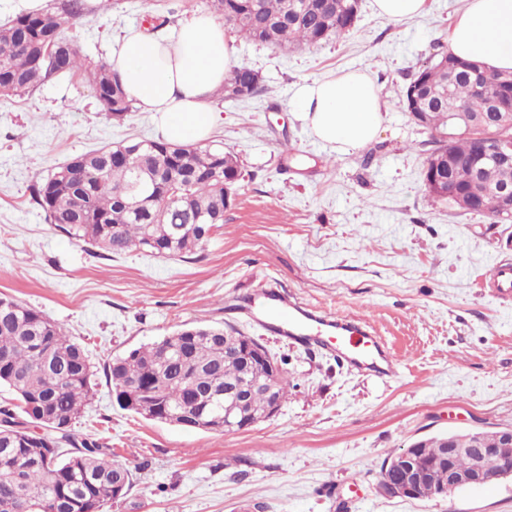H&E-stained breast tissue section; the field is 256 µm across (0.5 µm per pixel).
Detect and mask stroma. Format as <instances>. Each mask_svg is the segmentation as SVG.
<instances>
[{
  "label": "stroma",
  "instance_id": "35a3bbf8",
  "mask_svg": "<svg viewBox=\"0 0 512 512\" xmlns=\"http://www.w3.org/2000/svg\"><path fill=\"white\" fill-rule=\"evenodd\" d=\"M363 0L344 35L282 52L234 38L240 63L262 76L245 102L215 99L210 146L236 154L242 180L224 221L193 259L111 255L70 239L32 200L34 177L105 145L158 140L150 113L102 111L83 77L0 97V293L45 314L80 343L96 392L73 425L98 433L134 475L108 512H512V477L447 497L389 498L385 458L414 440L512 427V296L489 288L512 264V224H491L428 198L429 130L400 105L408 76L445 51L465 0H428L400 24ZM65 34L107 62L149 14L171 24L206 0H84ZM364 69L379 88L375 142L329 152L290 100L297 84ZM301 301L366 317L400 364L385 380L292 344L252 321L245 299L264 282ZM228 324L282 361L290 389L272 418L230 433L146 419L120 408L106 376L116 356L178 329Z\"/></svg>",
  "mask_w": 512,
  "mask_h": 512
}]
</instances>
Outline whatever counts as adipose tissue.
I'll use <instances>...</instances> for the list:
<instances>
[{"label":"adipose tissue","mask_w":512,"mask_h":512,"mask_svg":"<svg viewBox=\"0 0 512 512\" xmlns=\"http://www.w3.org/2000/svg\"><path fill=\"white\" fill-rule=\"evenodd\" d=\"M465 2L448 31L449 53L512 71V0ZM109 64L165 140L180 145L209 134L215 93L238 60L223 22L199 13L166 35L127 29ZM292 106L311 135L339 154L370 145L383 124L379 90L364 70L299 84Z\"/></svg>","instance_id":"obj_1"}]
</instances>
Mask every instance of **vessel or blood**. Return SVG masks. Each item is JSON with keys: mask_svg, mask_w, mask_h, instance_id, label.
I'll return each instance as SVG.
<instances>
[{"mask_svg": "<svg viewBox=\"0 0 512 512\" xmlns=\"http://www.w3.org/2000/svg\"><path fill=\"white\" fill-rule=\"evenodd\" d=\"M249 310L265 328L304 347L325 350L350 369L386 379L398 374L396 358L373 336L365 318L306 305L276 293L269 284L253 293Z\"/></svg>", "mask_w": 512, "mask_h": 512, "instance_id": "b4317fda", "label": "vessel or blood"}]
</instances>
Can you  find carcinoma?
<instances>
[{
    "instance_id": "obj_1",
    "label": "carcinoma",
    "mask_w": 512,
    "mask_h": 512,
    "mask_svg": "<svg viewBox=\"0 0 512 512\" xmlns=\"http://www.w3.org/2000/svg\"><path fill=\"white\" fill-rule=\"evenodd\" d=\"M233 34L247 41L280 49L311 46L347 31L355 23L360 0H207ZM83 14L82 0H66L59 13L26 12L0 26V96L35 91L46 82L82 71L93 87L102 111L121 118L132 111L118 76L105 65L85 63L62 36V28ZM51 39L61 54L48 69L35 60ZM459 61L440 53L422 65L402 94L405 111L417 114L430 130L433 145L423 170L427 196L443 201L433 171V159L448 155V181L469 188L475 168L485 166L486 181L512 185V167L493 166L480 159L477 140L438 137L448 127V112L458 110L489 124L487 103L512 101V73L481 71L449 74ZM262 90L254 69L239 66L224 79L221 98L245 101ZM242 178L237 157L220 148L173 145L161 140L133 145L103 146L72 157L53 175L34 183L32 199L46 219L70 238L121 255L132 249L162 258H186L208 240L211 229L224 223L226 191ZM509 224L512 215L499 211L488 196L473 211ZM198 334L174 333L141 346L108 365L112 391L120 407L150 420L195 410L188 385L195 380L216 397L208 406L209 431L224 430V386L244 377L262 380L264 367H249L224 348V334L239 333L229 325L197 328ZM93 373L83 347L42 312L0 294V386L15 401L0 405V512H24L36 503L42 512H103L124 498L134 478L125 466L107 459L106 447L88 435L78 437L74 420L94 395ZM288 398V381L271 394L258 389L244 408L246 418H269L273 400ZM23 414L39 430L18 428L10 421ZM451 434L414 441L423 465L430 469L417 497H447L457 490L448 484V467L437 463ZM512 450L484 461L485 472L496 475Z\"/></svg>"
}]
</instances>
